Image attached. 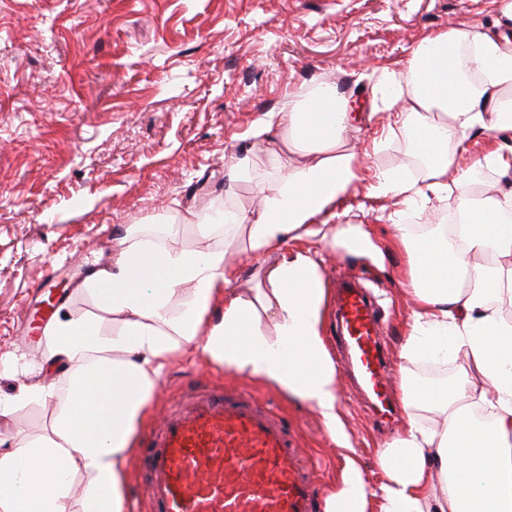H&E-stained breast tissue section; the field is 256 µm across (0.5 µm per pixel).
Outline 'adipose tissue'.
<instances>
[{"mask_svg":"<svg viewBox=\"0 0 512 512\" xmlns=\"http://www.w3.org/2000/svg\"><path fill=\"white\" fill-rule=\"evenodd\" d=\"M370 106L429 158L417 181L377 174L373 191L402 208L428 206L484 167L512 175V51L486 33L434 35L401 67L381 69ZM353 119L332 83L287 95L247 132L276 175L255 208L203 212L191 250L152 225L127 227L111 265L82 283L111 327L56 314L45 328L50 379L0 401V416L30 402L52 407L47 432L0 454V512H128L136 428L165 367L194 350L315 407L336 431L319 248L371 243L363 225L329 221L364 178L342 148ZM478 136L488 142L483 158L457 167ZM292 147L308 162L289 167ZM457 212L455 224L394 225L392 247L406 255L401 275L416 305L402 360L449 358L464 372L436 387L403 373L408 422L379 453L380 483L347 466L326 512H512V322L503 316L512 307V185L491 200L461 194ZM239 254L251 261L244 288Z\"/></svg>","mask_w":512,"mask_h":512,"instance_id":"1","label":"adipose tissue"}]
</instances>
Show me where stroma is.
Listing matches in <instances>:
<instances>
[{"label":"stroma","mask_w":512,"mask_h":512,"mask_svg":"<svg viewBox=\"0 0 512 512\" xmlns=\"http://www.w3.org/2000/svg\"><path fill=\"white\" fill-rule=\"evenodd\" d=\"M502 0H0V398L44 379L54 311L43 285L54 280L64 310L112 316L78 288L80 266L111 265L116 239L131 224L181 217L174 246L196 245L192 226L224 200V164L246 147L245 132L285 94L336 84L360 121L344 143L358 150L380 129L370 91L380 68L396 67L427 38L481 28L512 39ZM363 163L370 171L417 176L408 142L389 131ZM355 183L341 209L362 224L383 263L345 248L326 251L324 279L354 265L384 309L383 341L400 376L399 338L414 310L398 283L405 261L391 249L396 198ZM199 383L237 386L273 403L315 460L329 495L347 463L378 484L377 453L404 428H379L365 399L339 377L341 433L331 437L318 411L276 386L186 354L164 370L152 419ZM48 407L33 403L0 417V452L42 434Z\"/></svg>","instance_id":"obj_1"}]
</instances>
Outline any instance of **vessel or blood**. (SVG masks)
Wrapping results in <instances>:
<instances>
[{
  "instance_id": "vessel-or-blood-1",
  "label": "vessel or blood",
  "mask_w": 512,
  "mask_h": 512,
  "mask_svg": "<svg viewBox=\"0 0 512 512\" xmlns=\"http://www.w3.org/2000/svg\"><path fill=\"white\" fill-rule=\"evenodd\" d=\"M335 336L349 377L380 417L388 350L379 304L355 272L336 279ZM154 512H321L309 458L285 419L243 389L196 388L172 404L137 457Z\"/></svg>"
}]
</instances>
